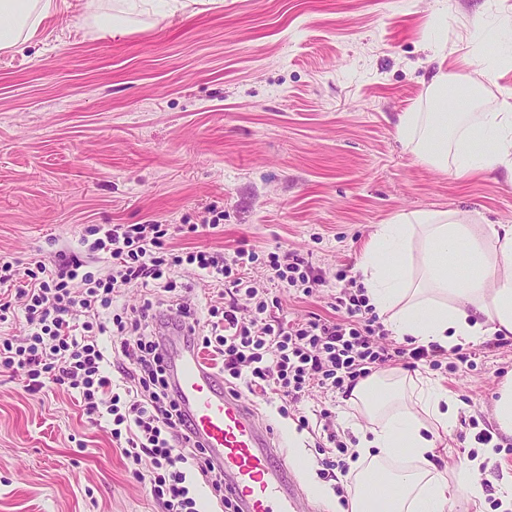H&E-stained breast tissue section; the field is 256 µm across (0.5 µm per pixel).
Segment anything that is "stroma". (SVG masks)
Returning a JSON list of instances; mask_svg holds the SVG:
<instances>
[{
	"label": "stroma",
	"instance_id": "obj_1",
	"mask_svg": "<svg viewBox=\"0 0 512 512\" xmlns=\"http://www.w3.org/2000/svg\"><path fill=\"white\" fill-rule=\"evenodd\" d=\"M84 0H58L52 35L0 52V256L25 267L81 254L91 224H196L174 249L263 251L281 245L333 278L356 271L374 227L401 212L444 210L469 224H512V183L457 178L415 159L396 135L399 113L426 111V44L448 34L449 99L495 111L512 93V56L496 41L512 0H203L170 14L133 15L126 34L73 25ZM500 57L484 70L482 60ZM223 211V229L200 222ZM335 291H278L280 313L336 319ZM512 375V337L473 365L431 373L461 407L448 437L469 461L476 427ZM304 496L318 512L335 499L320 474L316 437L260 397ZM305 412L329 408L348 447L361 412L311 387ZM311 461L303 469L296 459ZM0 512H162L128 473L106 424L61 389L25 390L0 374Z\"/></svg>",
	"mask_w": 512,
	"mask_h": 512
}]
</instances>
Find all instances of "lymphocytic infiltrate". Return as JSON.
Returning <instances> with one entry per match:
<instances>
[{
	"label": "lymphocytic infiltrate",
	"instance_id": "lymphocytic-infiltrate-1",
	"mask_svg": "<svg viewBox=\"0 0 512 512\" xmlns=\"http://www.w3.org/2000/svg\"><path fill=\"white\" fill-rule=\"evenodd\" d=\"M223 212L201 225L97 224L88 249L95 263L79 258L55 267L36 263L16 272L0 258V325L25 320V338H0V369L20 376L29 393L65 388L91 420H107L126 469L164 512H200L187 481L197 472L211 487L225 512H233L224 494V475L200 444L189 438L190 425L176 404L160 353L159 305L189 313L183 299H172L174 274L191 266L200 279L220 288L223 307H210L211 350L225 382L244 384L251 394L278 399L280 414L300 403L311 385L350 396L353 388L384 365L413 371L439 368L445 354L462 364L472 353L462 347L396 345L387 342L362 286L337 270L334 280L282 249L258 257L239 247L230 252L170 248L168 235L219 228ZM263 261L270 281L309 296L338 283L336 320L313 316L290 321L273 316L278 298L258 287L245 271ZM139 288L141 307L115 312L125 290ZM112 335V345L103 336ZM127 361L121 381H114L113 356Z\"/></svg>",
	"mask_w": 512,
	"mask_h": 512
}]
</instances>
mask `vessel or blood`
Returning <instances> with one entry per match:
<instances>
[{"label": "vessel or blood", "instance_id": "vessel-or-blood-1", "mask_svg": "<svg viewBox=\"0 0 512 512\" xmlns=\"http://www.w3.org/2000/svg\"><path fill=\"white\" fill-rule=\"evenodd\" d=\"M161 352L177 402L191 433L224 470L230 496L242 512H304L306 504L271 428L242 396L224 383L173 317L161 320Z\"/></svg>", "mask_w": 512, "mask_h": 512}]
</instances>
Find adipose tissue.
I'll return each mask as SVG.
<instances>
[{"label":"adipose tissue","mask_w":512,"mask_h":512,"mask_svg":"<svg viewBox=\"0 0 512 512\" xmlns=\"http://www.w3.org/2000/svg\"><path fill=\"white\" fill-rule=\"evenodd\" d=\"M56 9L55 0H0V50L39 37ZM428 49L430 109L399 115V141L430 166H451L460 176L497 173L512 182V101L450 133L445 43L432 41ZM357 272L394 336L448 350L512 335V224H467L448 211L401 212L376 225ZM350 401L369 426L351 463L346 512H452L462 495L472 512H485L479 468L494 458L493 449H478L470 465L450 470L434 462L460 411L438 381L376 374L356 385Z\"/></svg>","instance_id":"adipose-tissue-1"}]
</instances>
